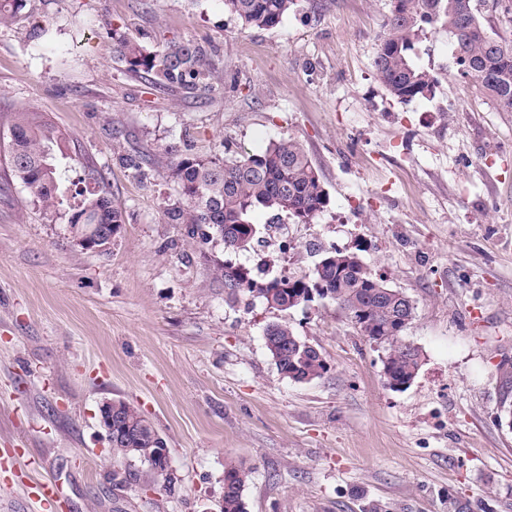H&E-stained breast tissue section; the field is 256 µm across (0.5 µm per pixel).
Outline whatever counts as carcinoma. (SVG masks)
<instances>
[{
    "instance_id": "carcinoma-1",
    "label": "carcinoma",
    "mask_w": 512,
    "mask_h": 512,
    "mask_svg": "<svg viewBox=\"0 0 512 512\" xmlns=\"http://www.w3.org/2000/svg\"><path fill=\"white\" fill-rule=\"evenodd\" d=\"M299 0H224V11L245 28L272 29L297 11ZM510 13L503 0H391L387 29L373 60L374 70L387 93L409 102L427 99L436 80L413 60L416 45L429 31L441 28L452 40L458 74L473 82L500 112H512V43L499 36L488 17ZM112 56L125 71L145 77L153 84L182 93L220 89L219 64L209 48L198 41L185 40L151 50L118 28L112 29ZM9 133L11 172L30 191L33 201L53 216H67L69 232L80 234L98 224L114 228L124 223L122 208L112 201L104 178L91 171L84 179L80 206L68 205L70 187L65 184L68 158L65 137L40 113L22 110L15 114ZM169 177L178 187V197L164 210L170 224H183L187 234L208 243L216 234L225 248L245 251L260 234L253 215L271 213L281 223L287 218L296 224H312L324 211L329 198L317 169L302 145L281 139L265 148L246 152L235 159L220 153H198L190 146L169 151ZM332 264H317L301 277H280L256 281L249 269L231 264L215 267L230 293L245 291L273 302L272 308L286 311L307 304L306 295L320 286L317 297L328 299L358 326L361 334L385 351L383 368L393 382H411L419 371L420 354L405 351L404 329L391 328L397 309L396 289L359 257L336 249L325 251ZM266 348L276 357L278 371L297 373V381L307 382L326 371L323 357L303 355L296 347L294 331L286 323H276L266 331ZM119 418L114 424L140 435L133 448H118L125 457L147 464L153 475H164L152 466L157 429L131 403L119 402ZM250 472L229 462L224 465L222 512H247L243 499Z\"/></svg>"
}]
</instances>
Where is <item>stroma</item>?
I'll list each match as a JSON object with an SVG mask.
<instances>
[{
	"label": "stroma",
	"instance_id": "stroma-1",
	"mask_svg": "<svg viewBox=\"0 0 512 512\" xmlns=\"http://www.w3.org/2000/svg\"><path fill=\"white\" fill-rule=\"evenodd\" d=\"M390 0H303L242 29L223 0H26L0 25V512L57 480L67 512H220L224 464L251 472L247 512H512V112L460 77L447 32L417 46L430 99L391 98L373 69ZM149 48L193 39L220 91L171 92L124 72L112 31ZM32 108L67 138L69 179L103 174L125 222L75 246L13 177L5 135ZM299 141L329 194L289 253L202 245L163 209L172 146L235 158ZM360 250L415 314L422 352L403 390L382 348L334 302L279 311L228 298L221 263L302 276ZM288 323L328 370L283 377L265 331ZM109 399L137 406L170 451L167 478L113 454Z\"/></svg>",
	"mask_w": 512,
	"mask_h": 512
}]
</instances>
